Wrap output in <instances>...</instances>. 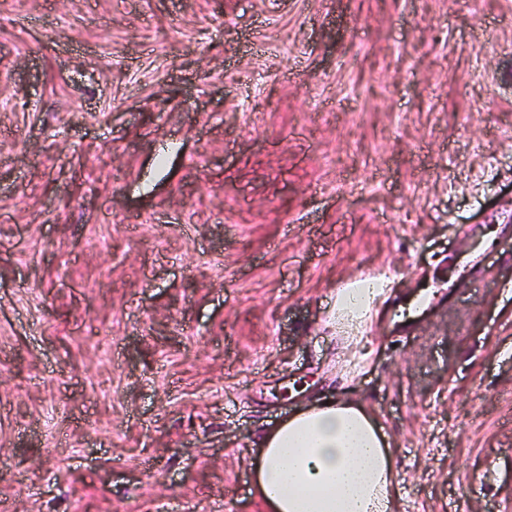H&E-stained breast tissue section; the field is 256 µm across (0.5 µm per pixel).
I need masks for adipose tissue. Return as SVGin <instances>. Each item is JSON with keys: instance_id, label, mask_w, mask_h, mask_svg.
Instances as JSON below:
<instances>
[{"instance_id": "ef3b65f1", "label": "adipose tissue", "mask_w": 512, "mask_h": 512, "mask_svg": "<svg viewBox=\"0 0 512 512\" xmlns=\"http://www.w3.org/2000/svg\"><path fill=\"white\" fill-rule=\"evenodd\" d=\"M381 282L343 288L336 311L360 323ZM255 493L264 512H395L397 475L381 427L362 405L328 400L290 415L256 440Z\"/></svg>"}]
</instances>
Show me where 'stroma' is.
Segmentation results:
<instances>
[{"mask_svg":"<svg viewBox=\"0 0 512 512\" xmlns=\"http://www.w3.org/2000/svg\"><path fill=\"white\" fill-rule=\"evenodd\" d=\"M328 397L512 512V0H0V504L260 512ZM365 282L366 288H342L336 294V312L349 323L364 321L385 293L381 282Z\"/></svg>","mask_w":512,"mask_h":512,"instance_id":"35a3bbf8","label":"stroma"}]
</instances>
